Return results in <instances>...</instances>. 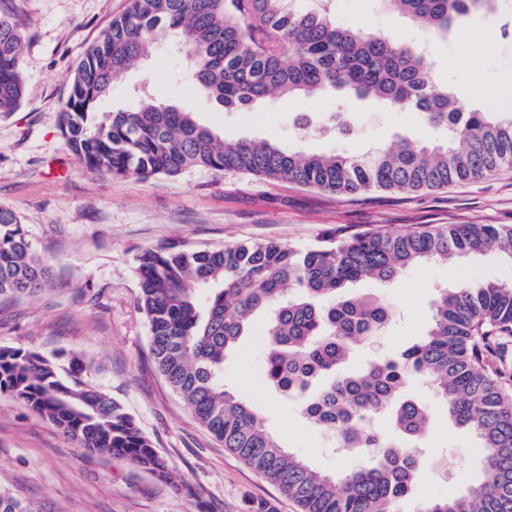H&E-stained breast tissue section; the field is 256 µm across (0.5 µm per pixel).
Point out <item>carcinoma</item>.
<instances>
[{"label":"carcinoma","mask_w":512,"mask_h":512,"mask_svg":"<svg viewBox=\"0 0 512 512\" xmlns=\"http://www.w3.org/2000/svg\"><path fill=\"white\" fill-rule=\"evenodd\" d=\"M306 10L290 0H130L69 76L60 129L92 172L112 177H177L195 169L249 175L335 198L366 191L417 193L485 179L512 168V113L458 101L431 75L414 43L332 18L331 0ZM410 22L446 36L499 0H383ZM181 35L195 86L218 105L247 110L277 94L325 89L415 112L446 134L442 143H402L373 154H304L265 139L229 137L189 109L140 97L137 106L96 119L112 85L170 33ZM23 36L0 14V112L23 96ZM498 251L512 258V225L438 224L404 233L364 230L309 247L239 240L189 249L172 243L139 258L136 304L150 330L153 362L196 419L224 447L294 500L301 512H402L420 475L427 407L402 396L412 377L428 380L455 425L478 438L484 479L422 504L415 512H512V283H463L440 294L425 338L359 370L340 366L379 334L390 309L345 293L370 278L390 282L432 259ZM47 268L11 209L0 207V296H31ZM268 314L263 374L295 399L304 418L342 448H365L371 462L343 476L317 471L285 449L253 406L224 386V358L250 320ZM0 392L49 420L88 451L121 455L175 485L177 475L131 416L107 394L69 381L55 365L0 348ZM385 416L381 431L374 420Z\"/></svg>","instance_id":"cac0c4a2"}]
</instances>
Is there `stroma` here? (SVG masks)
<instances>
[{"instance_id":"obj_1","label":"stroma","mask_w":512,"mask_h":512,"mask_svg":"<svg viewBox=\"0 0 512 512\" xmlns=\"http://www.w3.org/2000/svg\"><path fill=\"white\" fill-rule=\"evenodd\" d=\"M130 0H0L25 35L24 92L19 107L0 112V207L16 211L50 271L40 292L0 297V347L43 356L118 401L182 479L160 480L128 459L77 447L58 428L0 393V490L31 512H299L295 502L224 448L170 388L150 357L149 327L136 306L138 258L173 241L198 249L244 239L296 247L324 235L376 229L401 233L435 224L512 225V168L471 183L419 193L371 191L334 199L306 187L242 174L193 170L178 177L115 178L86 169L58 128L68 77ZM338 24L427 44L432 75L474 109L512 112L491 94L512 86V0L458 23L448 40L401 21L378 0H334ZM193 72L179 40L167 38L143 64L114 84L101 114L131 108L147 87L220 134L267 138L303 153L363 154L406 139L434 140L416 113L353 96L269 97L247 111L223 109L192 91ZM512 281L499 254L431 260L390 282L363 279L353 296H372L392 312L380 332L382 352L419 341L430 327L440 290L479 280ZM264 347L246 340L224 360V384L251 402L267 428L317 470L344 474L367 465V451L339 447L308 423L294 401L260 372ZM432 416L422 471L404 512L483 477L479 441L448 418L434 387L406 388Z\"/></svg>"}]
</instances>
